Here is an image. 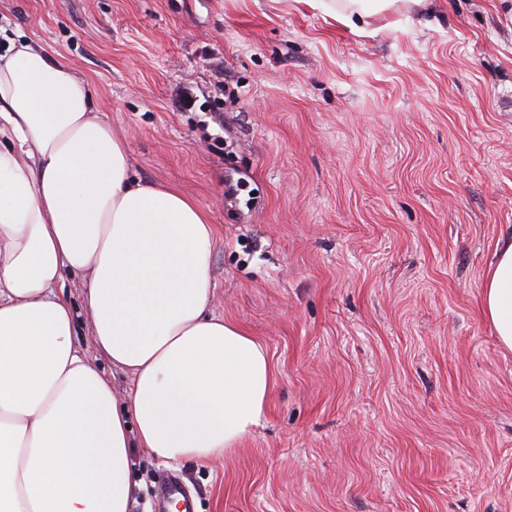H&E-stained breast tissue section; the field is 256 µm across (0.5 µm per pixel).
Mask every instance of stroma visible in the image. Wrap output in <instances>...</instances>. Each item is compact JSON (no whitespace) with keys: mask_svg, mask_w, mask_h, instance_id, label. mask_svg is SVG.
I'll return each mask as SVG.
<instances>
[{"mask_svg":"<svg viewBox=\"0 0 512 512\" xmlns=\"http://www.w3.org/2000/svg\"><path fill=\"white\" fill-rule=\"evenodd\" d=\"M430 9L360 36L301 0H0V48L60 55L134 173L207 210L212 310L274 364L233 452L134 449L130 512H163L171 471L195 512H512V353L479 314L512 235V0ZM57 291L126 395L83 277Z\"/></svg>","mask_w":512,"mask_h":512,"instance_id":"obj_1","label":"stroma"}]
</instances>
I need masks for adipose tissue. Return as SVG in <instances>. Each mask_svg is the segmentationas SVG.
<instances>
[{"label": "adipose tissue", "instance_id": "1", "mask_svg": "<svg viewBox=\"0 0 512 512\" xmlns=\"http://www.w3.org/2000/svg\"><path fill=\"white\" fill-rule=\"evenodd\" d=\"M363 35L395 0H307ZM215 227L194 199L138 178L94 92L36 40L0 52V512H128L132 451L206 461L259 426L265 346L211 310ZM84 275L117 397L74 343L65 272ZM480 311L512 352V238Z\"/></svg>", "mask_w": 512, "mask_h": 512}]
</instances>
